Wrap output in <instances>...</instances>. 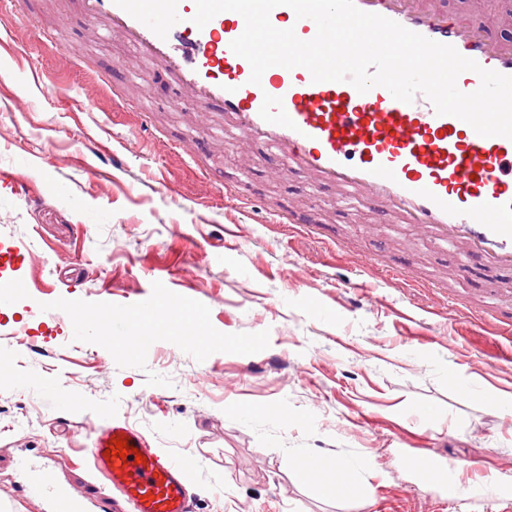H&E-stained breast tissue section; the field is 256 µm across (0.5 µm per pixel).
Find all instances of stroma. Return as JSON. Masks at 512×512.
I'll return each mask as SVG.
<instances>
[{"label": "stroma", "instance_id": "obj_1", "mask_svg": "<svg viewBox=\"0 0 512 512\" xmlns=\"http://www.w3.org/2000/svg\"><path fill=\"white\" fill-rule=\"evenodd\" d=\"M0 20L15 38L0 57V167L28 178L32 194L0 189V275L22 282L0 303V512H43L17 488L23 457L48 463L77 493L98 486L82 451L110 415L188 461L196 512H363L297 469L299 453L326 468L367 460L358 479L395 512H425L434 499L441 512H486L485 484L512 492L500 471L512 424L499 414L512 362L483 360L512 340L482 338L459 316L467 299L512 313L496 277L453 278L467 262L457 248L367 211L334 223L335 189L308 197L303 174L271 178L268 148L225 143L221 128L200 139L197 167L176 151L195 136L193 116L161 80L146 107L166 137L142 143L126 102L148 67L120 37L97 38L73 0H0ZM65 54L81 70L65 68ZM34 71L48 94L10 106ZM99 74L123 82L125 98L103 89L88 99L87 79ZM88 135L132 146L125 170L105 176ZM227 183L327 222L264 223L225 201ZM406 267L417 273L410 287L380 274ZM357 286L369 296L356 297ZM166 301L172 309L155 312ZM116 307L128 332L101 341L91 326ZM415 330L425 341L411 340ZM423 431L443 463H482L468 500H448L404 465Z\"/></svg>", "mask_w": 512, "mask_h": 512}]
</instances>
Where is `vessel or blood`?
I'll use <instances>...</instances> for the list:
<instances>
[{"mask_svg":"<svg viewBox=\"0 0 512 512\" xmlns=\"http://www.w3.org/2000/svg\"><path fill=\"white\" fill-rule=\"evenodd\" d=\"M95 34L132 44L152 73L174 85L199 126L219 120L238 137L265 144L274 176L300 171L311 187L336 189V207L364 202L376 222L404 224L437 244H454L488 269L512 271V140L483 137L450 115L436 114L425 96L395 100L382 87L361 94L346 82H313L303 67L267 69L249 81V63L231 42L243 17L223 12L196 27L195 0H77ZM367 13L389 18L431 40L451 45L481 67L512 76V39L488 34L494 0H355ZM272 25L312 39L313 20L296 19L279 6ZM88 153L107 157L111 171L124 167L121 150L92 137ZM126 440V458L105 454L112 438ZM113 512H189L186 464L151 448L145 436L109 420L88 451ZM143 462H136V455ZM428 485H444L449 498L461 487L453 471L425 456L408 457ZM25 488L45 512H96L93 497L74 495L45 465L27 461Z\"/></svg>","mask_w":512,"mask_h":512,"instance_id":"obj_1","label":"vessel or blood"}]
</instances>
